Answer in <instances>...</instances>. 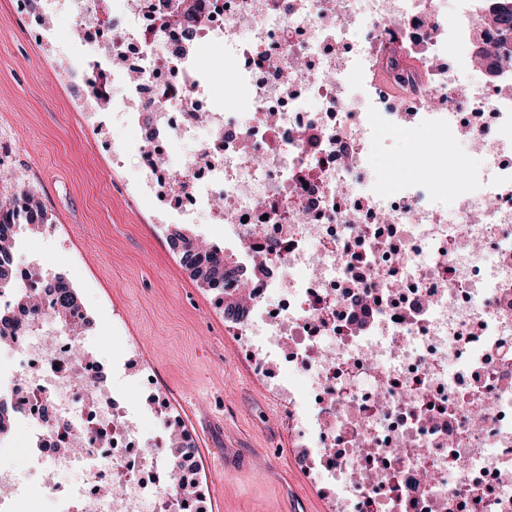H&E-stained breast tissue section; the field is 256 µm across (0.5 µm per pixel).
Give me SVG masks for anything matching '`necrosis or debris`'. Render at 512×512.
<instances>
[{
    "mask_svg": "<svg viewBox=\"0 0 512 512\" xmlns=\"http://www.w3.org/2000/svg\"><path fill=\"white\" fill-rule=\"evenodd\" d=\"M66 2L95 38L87 109L120 102L133 125L152 108L148 177L165 141L191 144L171 175L184 219L223 225L258 259L221 302L239 307L256 367L262 336L304 376L312 406L277 392L336 512H512V71L467 86L443 63L478 19L448 21L432 0H193L242 93L226 106L178 53L181 26L157 19L176 0ZM393 60L396 95L372 78ZM424 129L467 134L448 184L375 173L378 144ZM81 337L23 315L9 345L26 363L6 398L37 437L30 456L51 462L45 492L71 512H197L170 481L183 462L165 431L138 448L100 363L73 356Z\"/></svg>",
    "mask_w": 512,
    "mask_h": 512,
    "instance_id": "necrosis-or-debris-1",
    "label": "necrosis or debris"
}]
</instances>
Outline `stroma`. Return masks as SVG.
<instances>
[{
	"label": "stroma",
	"instance_id": "obj_1",
	"mask_svg": "<svg viewBox=\"0 0 512 512\" xmlns=\"http://www.w3.org/2000/svg\"><path fill=\"white\" fill-rule=\"evenodd\" d=\"M27 13L50 15L40 38L27 36L16 0H0V133L20 144L0 195L36 193L50 230L21 231L19 256L40 279L62 276L76 289L90 322L87 348L114 395L137 413L141 447L157 439L156 409L180 417L195 445L204 512H334L331 493L304 467L272 379L242 357L212 291L180 265L168 238L174 205L133 193L143 179L137 134L115 114L80 108L89 37L75 33L63 0H27ZM61 57L73 82L54 77ZM119 147L126 161L117 170ZM25 439L17 430L0 440V468L28 484L21 512H62L35 479ZM228 448L241 465L211 482L206 464ZM260 448L274 455L272 467L253 462Z\"/></svg>",
	"mask_w": 512,
	"mask_h": 512
}]
</instances>
